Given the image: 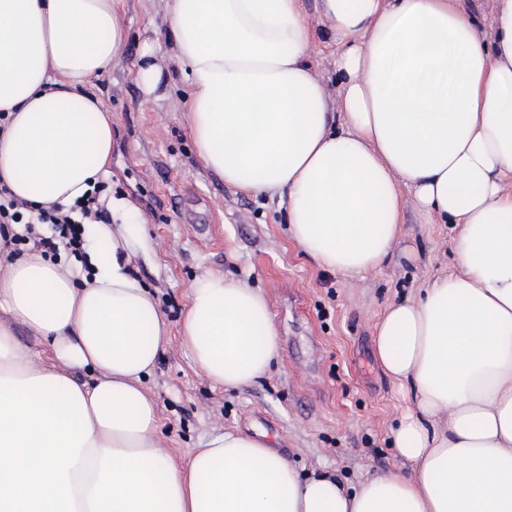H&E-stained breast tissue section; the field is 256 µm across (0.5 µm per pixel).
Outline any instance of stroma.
<instances>
[{
  "label": "stroma",
  "instance_id": "1",
  "mask_svg": "<svg viewBox=\"0 0 512 512\" xmlns=\"http://www.w3.org/2000/svg\"><path fill=\"white\" fill-rule=\"evenodd\" d=\"M313 27L310 61L330 97L341 87L337 47L319 0H302ZM129 28L124 58L96 87L112 113V178L106 190L137 208L145 243L134 276L159 303L169 337L145 380L161 416L160 440L174 460L223 432L265 431L270 447L302 475L331 467L357 483L398 467L391 431L412 405L374 353L375 323L385 307L455 269L449 225L426 223L413 205L391 258L349 280L321 267L288 234L279 199L224 184L196 154L178 67L158 62L174 82L145 95L136 78L145 38L165 43L161 0H124ZM221 272L260 289L280 335L270 372L227 391L194 366L179 334L194 280Z\"/></svg>",
  "mask_w": 512,
  "mask_h": 512
}]
</instances>
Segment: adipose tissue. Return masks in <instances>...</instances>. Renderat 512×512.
<instances>
[{
	"label": "adipose tissue",
	"mask_w": 512,
	"mask_h": 512,
	"mask_svg": "<svg viewBox=\"0 0 512 512\" xmlns=\"http://www.w3.org/2000/svg\"><path fill=\"white\" fill-rule=\"evenodd\" d=\"M164 4L199 157L279 198L321 266L356 279L384 264L408 194L453 226L455 271L375 326L385 374L414 393L393 432L400 465L354 485L327 468L304 478L240 432L175 464L143 385L168 339L131 270L143 231L127 198L103 195L116 221L91 225L90 273L35 248L0 266V512H512V0L485 22L466 0H321L339 38L335 107L301 0ZM127 38L122 0H0V182L33 208L109 178L94 81ZM180 336L227 390L265 376L279 345L262 292L221 273L192 284Z\"/></svg>",
	"instance_id": "obj_1"
}]
</instances>
